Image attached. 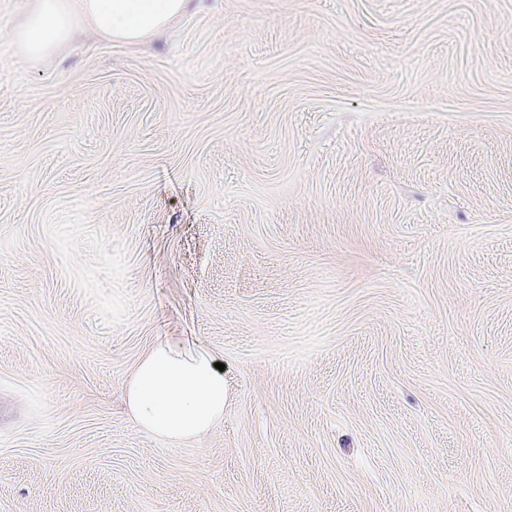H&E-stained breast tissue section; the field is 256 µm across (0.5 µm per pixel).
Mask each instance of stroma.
<instances>
[{"instance_id": "35a3bbf8", "label": "stroma", "mask_w": 512, "mask_h": 512, "mask_svg": "<svg viewBox=\"0 0 512 512\" xmlns=\"http://www.w3.org/2000/svg\"><path fill=\"white\" fill-rule=\"evenodd\" d=\"M0 0V512H512V0H190L41 59ZM225 366L174 446L124 383ZM203 345L155 343L125 383L130 418L169 444H187L224 419V372Z\"/></svg>"}]
</instances>
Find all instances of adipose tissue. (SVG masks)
Segmentation results:
<instances>
[{"label": "adipose tissue", "instance_id": "1", "mask_svg": "<svg viewBox=\"0 0 512 512\" xmlns=\"http://www.w3.org/2000/svg\"><path fill=\"white\" fill-rule=\"evenodd\" d=\"M188 0H34L8 38L39 59L80 24L107 40L139 43L183 16ZM202 345L156 342L125 383L130 418L167 443L187 444L224 418V374Z\"/></svg>", "mask_w": 512, "mask_h": 512}]
</instances>
